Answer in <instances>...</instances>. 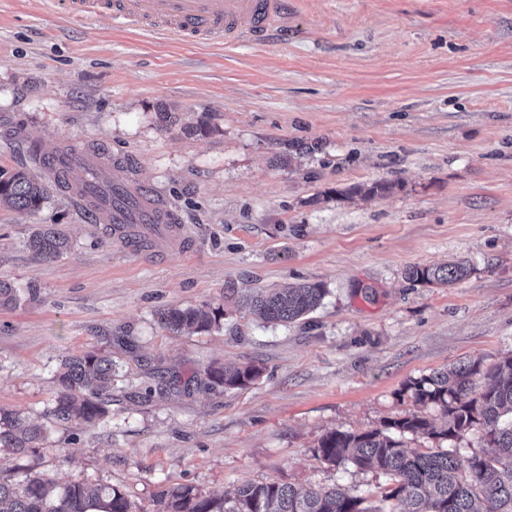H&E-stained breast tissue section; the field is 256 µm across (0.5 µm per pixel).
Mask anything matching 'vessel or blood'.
<instances>
[{"label":"vessel or blood","instance_id":"b4317fda","mask_svg":"<svg viewBox=\"0 0 512 512\" xmlns=\"http://www.w3.org/2000/svg\"><path fill=\"white\" fill-rule=\"evenodd\" d=\"M44 9L92 20L107 14L121 24L154 29L181 39L227 44L241 38L262 44L270 32L287 29L293 0H42ZM56 170L74 177L78 169L96 170L97 164L83 151L59 154ZM115 185L122 196L113 200L107 230L113 238L136 244L156 237L179 238L178 217L147 184L129 189L123 179Z\"/></svg>","mask_w":512,"mask_h":512}]
</instances>
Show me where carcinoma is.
I'll return each mask as SVG.
<instances>
[{
  "label": "carcinoma",
  "mask_w": 512,
  "mask_h": 512,
  "mask_svg": "<svg viewBox=\"0 0 512 512\" xmlns=\"http://www.w3.org/2000/svg\"><path fill=\"white\" fill-rule=\"evenodd\" d=\"M48 198L47 185L24 171H0V204L19 211L36 210ZM27 248L50 261L71 248V239L57 224H43L28 239ZM468 273L463 262L412 266L414 281L452 285ZM236 303L265 322L290 325L316 310L326 288L319 283H295L282 288L248 289ZM19 301V291L0 280V306ZM219 311L208 306L169 307L159 323L172 331H207L217 325ZM115 366L106 353L85 351L62 359L55 374L56 396L50 414L57 423L80 425L108 416ZM254 365L208 367L190 382L204 390L245 388L259 375ZM407 389L415 402L433 405L444 419L437 426L427 417L408 414L384 428L323 435L315 449L325 464L351 465L387 477L382 493L386 507L335 485L300 488L268 481L245 483L231 494L204 496L190 485L159 491L166 512H512V355L490 366L473 359L437 370L412 381ZM483 431L490 452L460 457L451 448L422 451L407 446L403 437L454 442L471 429ZM46 430L0 412V451L15 456L39 447ZM0 512H132L126 495L112 486L89 487L79 480L58 484L33 479L23 484L0 481Z\"/></svg>",
  "instance_id": "obj_1"
}]
</instances>
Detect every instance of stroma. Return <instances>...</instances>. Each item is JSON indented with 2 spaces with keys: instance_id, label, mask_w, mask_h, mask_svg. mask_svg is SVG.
<instances>
[{
  "instance_id": "stroma-1",
  "label": "stroma",
  "mask_w": 512,
  "mask_h": 512,
  "mask_svg": "<svg viewBox=\"0 0 512 512\" xmlns=\"http://www.w3.org/2000/svg\"><path fill=\"white\" fill-rule=\"evenodd\" d=\"M75 146L133 159L187 243L128 249L55 187L39 210L0 207V280L21 293L0 308V410L47 430L0 458L1 481L109 485L134 512H163L159 491L182 484L374 501L386 477L328 466L320 437L439 420L412 380L512 354V0H296L288 38L230 45L0 0V169L43 178L40 154ZM40 224L65 227L70 252L36 258ZM457 259L453 286L406 277ZM287 283L327 290L287 327L224 298ZM204 304L224 308L210 331L158 323ZM89 350L116 366L109 418L55 423V371ZM224 363L260 374L186 389Z\"/></svg>"
}]
</instances>
